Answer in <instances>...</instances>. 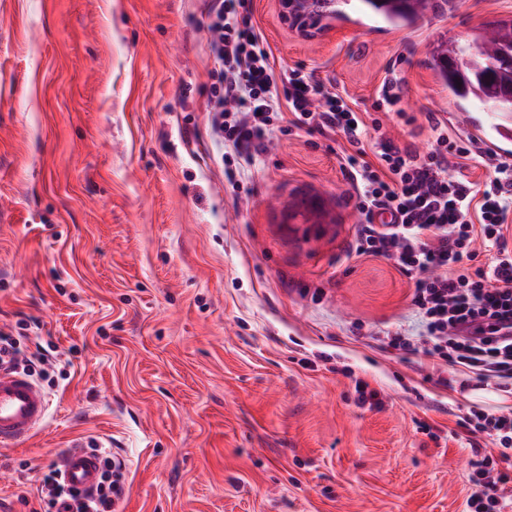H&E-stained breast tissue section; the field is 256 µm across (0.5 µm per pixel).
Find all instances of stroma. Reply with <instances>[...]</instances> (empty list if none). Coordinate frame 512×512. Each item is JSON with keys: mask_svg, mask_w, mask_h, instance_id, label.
Masks as SVG:
<instances>
[{"mask_svg": "<svg viewBox=\"0 0 512 512\" xmlns=\"http://www.w3.org/2000/svg\"><path fill=\"white\" fill-rule=\"evenodd\" d=\"M278 66L347 96L417 154L427 116L467 139L428 67L440 40L512 18L453 0L414 26L362 16L307 38L251 0ZM200 0H0V331L49 348L46 425L0 451V512H31L72 439L126 468L116 512H468L476 401L427 379L392 260L348 253L347 143L280 128L236 182L210 136ZM402 115L375 111L388 72ZM382 406L355 402L356 380Z\"/></svg>", "mask_w": 512, "mask_h": 512, "instance_id": "35a3bbf8", "label": "stroma"}]
</instances>
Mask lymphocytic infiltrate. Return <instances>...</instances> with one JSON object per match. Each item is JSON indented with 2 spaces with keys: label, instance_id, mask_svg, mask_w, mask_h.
Listing matches in <instances>:
<instances>
[{
  "label": "lymphocytic infiltrate",
  "instance_id": "obj_1",
  "mask_svg": "<svg viewBox=\"0 0 512 512\" xmlns=\"http://www.w3.org/2000/svg\"><path fill=\"white\" fill-rule=\"evenodd\" d=\"M212 34L210 124L227 146L224 175L235 180L242 164L258 154L266 135L285 121L297 129L340 135L354 152L344 171L352 181L363 220L354 252L394 260L413 283L411 302L422 322L415 336L387 335V347L423 354L430 375L455 367L476 384L498 389L512 383V164L495 160L470 140L441 132L435 148L420 156L379 142L366 161L368 127L347 98L298 70H278L263 34L252 22L249 0H203ZM323 108L313 111L314 98ZM490 168L484 190L448 173L449 157ZM488 261L477 265L479 253ZM471 433L495 437L492 456L474 449L469 512H502L500 485L512 481V411L497 415L470 407L461 422ZM96 489L67 486L56 464L42 476V512H113L125 493L124 466L110 449Z\"/></svg>",
  "mask_w": 512,
  "mask_h": 512
}]
</instances>
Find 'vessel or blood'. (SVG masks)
Segmentation results:
<instances>
[{"instance_id":"b4317fda","label":"vessel or blood","mask_w":512,"mask_h":512,"mask_svg":"<svg viewBox=\"0 0 512 512\" xmlns=\"http://www.w3.org/2000/svg\"><path fill=\"white\" fill-rule=\"evenodd\" d=\"M50 399L29 375L0 368V447L12 448L27 441L46 421ZM65 483L86 490L96 485L100 459L86 443L72 442L58 457Z\"/></svg>"}]
</instances>
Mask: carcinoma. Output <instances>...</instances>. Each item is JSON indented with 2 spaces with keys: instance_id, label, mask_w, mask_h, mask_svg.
Returning <instances> with one entry per match:
<instances>
[{
  "instance_id": "1",
  "label": "carcinoma",
  "mask_w": 512,
  "mask_h": 512,
  "mask_svg": "<svg viewBox=\"0 0 512 512\" xmlns=\"http://www.w3.org/2000/svg\"><path fill=\"white\" fill-rule=\"evenodd\" d=\"M350 0H301V14L309 20L344 19ZM362 9L393 27L415 23L435 9V0H359ZM495 31L502 39L512 37V19H499L486 24L464 45L439 44L430 49V66L436 79L465 110L474 104L485 112H510L512 102H501L492 82L484 77L491 67L511 68L490 44L487 33Z\"/></svg>"
}]
</instances>
